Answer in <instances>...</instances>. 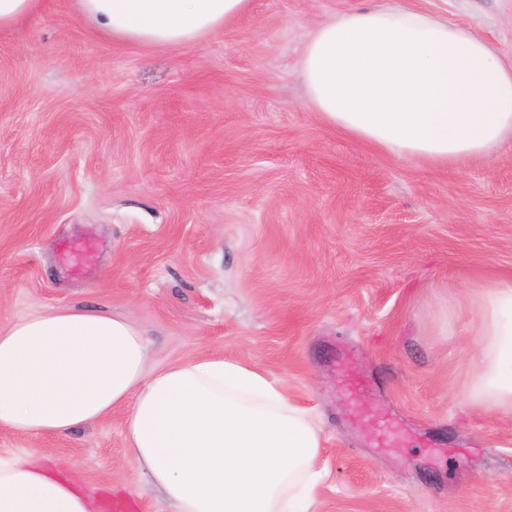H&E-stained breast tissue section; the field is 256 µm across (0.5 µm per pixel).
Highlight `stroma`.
Returning <instances> with one entry per match:
<instances>
[{
    "mask_svg": "<svg viewBox=\"0 0 512 512\" xmlns=\"http://www.w3.org/2000/svg\"><path fill=\"white\" fill-rule=\"evenodd\" d=\"M360 0H252L182 46L98 33L76 0L0 30V329L126 316L151 364L263 371L321 428L316 512H512V413L472 404L473 284L512 277V147L435 168L310 107L312 27ZM512 58V0H378ZM91 244L73 269L65 245ZM126 408L66 435L0 430L105 500L174 512Z\"/></svg>",
    "mask_w": 512,
    "mask_h": 512,
    "instance_id": "stroma-1",
    "label": "stroma"
}]
</instances>
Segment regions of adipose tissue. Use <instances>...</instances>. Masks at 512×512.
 Returning <instances> with one entry per match:
<instances>
[{
  "mask_svg": "<svg viewBox=\"0 0 512 512\" xmlns=\"http://www.w3.org/2000/svg\"><path fill=\"white\" fill-rule=\"evenodd\" d=\"M98 31L187 45L245 14L250 0H78ZM322 120L380 151L436 166L512 145V58L423 12L364 5L320 22L301 61ZM471 398L512 411V277L480 284ZM123 316L83 307L0 330V429L64 435L127 408L124 439L175 512H315L320 433L259 370L200 356L149 368ZM62 470L0 457V512H94Z\"/></svg>",
  "mask_w": 512,
  "mask_h": 512,
  "instance_id": "obj_1",
  "label": "adipose tissue"
}]
</instances>
